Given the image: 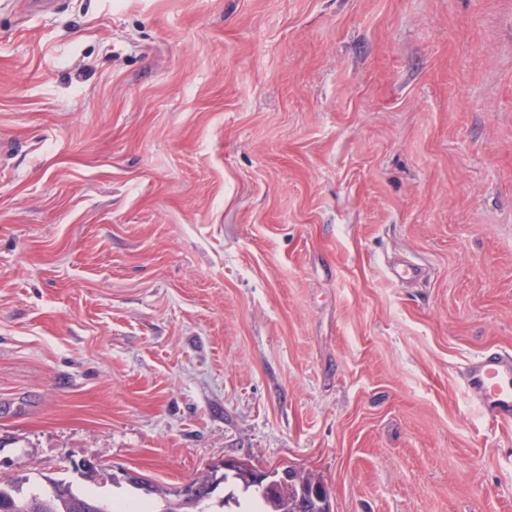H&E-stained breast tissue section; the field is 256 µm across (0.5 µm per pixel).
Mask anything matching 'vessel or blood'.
I'll list each match as a JSON object with an SVG mask.
<instances>
[{
    "mask_svg": "<svg viewBox=\"0 0 512 512\" xmlns=\"http://www.w3.org/2000/svg\"><path fill=\"white\" fill-rule=\"evenodd\" d=\"M466 388L478 406L499 422H512V356L485 354L467 364Z\"/></svg>",
    "mask_w": 512,
    "mask_h": 512,
    "instance_id": "b4317fda",
    "label": "vessel or blood"
}]
</instances>
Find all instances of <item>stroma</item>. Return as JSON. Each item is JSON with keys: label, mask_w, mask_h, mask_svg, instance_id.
<instances>
[{"label": "stroma", "mask_w": 512, "mask_h": 512, "mask_svg": "<svg viewBox=\"0 0 512 512\" xmlns=\"http://www.w3.org/2000/svg\"><path fill=\"white\" fill-rule=\"evenodd\" d=\"M425 268L394 281L392 264ZM512 0H0V478L237 458L512 512ZM478 406L499 422H512V356L484 354L471 361L463 375Z\"/></svg>", "instance_id": "obj_1"}]
</instances>
